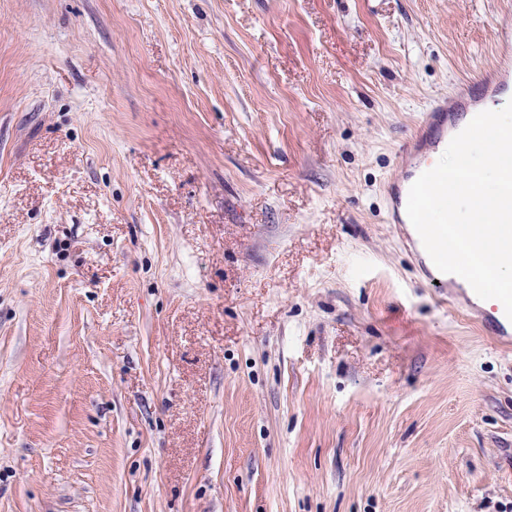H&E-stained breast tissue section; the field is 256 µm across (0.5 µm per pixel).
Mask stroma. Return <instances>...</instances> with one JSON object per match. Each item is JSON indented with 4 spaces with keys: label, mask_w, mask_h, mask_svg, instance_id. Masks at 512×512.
<instances>
[{
    "label": "stroma",
    "mask_w": 512,
    "mask_h": 512,
    "mask_svg": "<svg viewBox=\"0 0 512 512\" xmlns=\"http://www.w3.org/2000/svg\"><path fill=\"white\" fill-rule=\"evenodd\" d=\"M512 0H0V512H512V344L389 221ZM452 113L448 112L446 99L434 101L415 131L398 145L396 155L403 166L405 176L390 186L392 218L397 224H412L406 211L410 187L424 172L419 158L424 153L448 145V128H452ZM418 171V174H416ZM413 172V173H411Z\"/></svg>",
    "instance_id": "obj_1"
}]
</instances>
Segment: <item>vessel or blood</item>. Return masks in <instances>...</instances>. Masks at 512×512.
<instances>
[{"instance_id":"vessel-or-blood-1","label":"vessel or blood","mask_w":512,"mask_h":512,"mask_svg":"<svg viewBox=\"0 0 512 512\" xmlns=\"http://www.w3.org/2000/svg\"><path fill=\"white\" fill-rule=\"evenodd\" d=\"M512 80V32L504 30L498 36L497 60L495 65L483 71L473 81L461 82L457 87L458 96L464 97L478 92L486 97L500 94ZM453 125L452 114L445 100L434 101L415 131L401 141L396 151L403 164V177L390 186L392 218L395 223H408L406 211L409 190L416 181L421 168L422 154L439 149L448 143V130Z\"/></svg>"}]
</instances>
